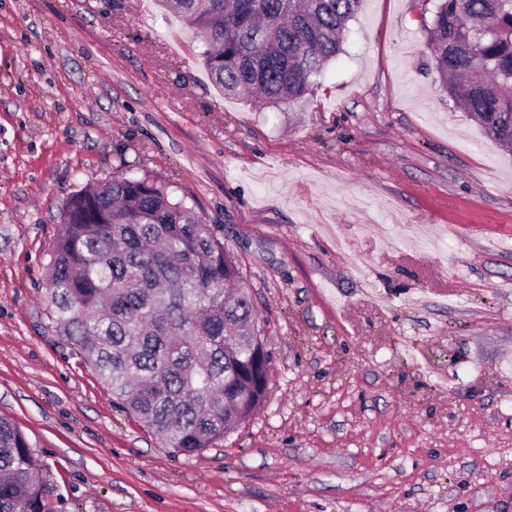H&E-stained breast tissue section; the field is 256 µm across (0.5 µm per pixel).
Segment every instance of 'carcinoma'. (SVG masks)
Wrapping results in <instances>:
<instances>
[{"label":"carcinoma","mask_w":512,"mask_h":512,"mask_svg":"<svg viewBox=\"0 0 512 512\" xmlns=\"http://www.w3.org/2000/svg\"><path fill=\"white\" fill-rule=\"evenodd\" d=\"M198 30L229 95L292 107L307 95L360 0H160ZM427 44L455 105L512 149V0H436ZM58 335L166 445L213 446L265 402L271 372L236 257L166 184L121 174L73 194L46 265ZM0 512H52L28 440L0 417Z\"/></svg>","instance_id":"1"}]
</instances>
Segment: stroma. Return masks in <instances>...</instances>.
<instances>
[{"label":"stroma","mask_w":512,"mask_h":512,"mask_svg":"<svg viewBox=\"0 0 512 512\" xmlns=\"http://www.w3.org/2000/svg\"><path fill=\"white\" fill-rule=\"evenodd\" d=\"M422 0H362L295 110L218 90L157 0H0V416L53 512H512V152ZM132 171L235 255L266 402L186 455L49 319L68 199Z\"/></svg>","instance_id":"stroma-1"}]
</instances>
